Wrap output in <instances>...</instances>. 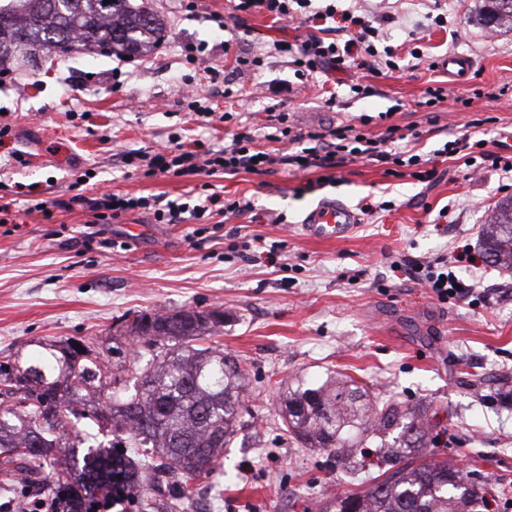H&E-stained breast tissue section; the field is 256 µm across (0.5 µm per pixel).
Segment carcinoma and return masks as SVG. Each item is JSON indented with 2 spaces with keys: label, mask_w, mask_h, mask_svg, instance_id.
Masks as SVG:
<instances>
[{
  "label": "carcinoma",
  "mask_w": 512,
  "mask_h": 512,
  "mask_svg": "<svg viewBox=\"0 0 512 512\" xmlns=\"http://www.w3.org/2000/svg\"><path fill=\"white\" fill-rule=\"evenodd\" d=\"M480 21L512 28V0H483ZM165 25L151 0H0V71L39 65L84 50L136 56L154 49ZM480 244L496 268L512 272V197L492 208ZM221 311L145 312L121 325L144 350L115 374L72 340L37 342L36 353L0 361V461L26 472L29 485L54 496L64 512H99L114 500L144 502L161 485L174 487L172 512H193L194 483L224 465L238 431L245 374L215 341ZM135 369L133 385L122 373ZM284 431L305 448L336 457L351 489L331 502L335 512H480L489 490L428 450L427 411L369 398L356 381L333 373L320 385L281 392ZM111 428L105 445L75 431L71 418ZM87 448L82 467L69 460L50 472L29 467L62 440ZM147 458L141 469L130 454Z\"/></svg>",
  "instance_id": "1"
}]
</instances>
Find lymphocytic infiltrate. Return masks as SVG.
Masks as SVG:
<instances>
[{
    "mask_svg": "<svg viewBox=\"0 0 512 512\" xmlns=\"http://www.w3.org/2000/svg\"><path fill=\"white\" fill-rule=\"evenodd\" d=\"M234 12L248 15L268 13L272 19L304 21L317 28V35L302 44L285 42L274 44L276 53L288 56L302 80L312 79L326 66L338 68L346 64L364 66L373 72L394 68L395 49L384 45L385 35L380 28L365 21L355 10L336 9L335 5L314 6L313 0H236ZM269 148H262L256 138L248 133L233 134L224 146L214 147L201 140L183 141L173 133L166 144L149 152L129 150L123 153L122 163L129 174L147 177H194L236 174L239 172L265 174L278 167L318 171V184L334 182L337 168L346 162L366 159L384 166L386 175L410 178L425 183L434 172L427 167V160L417 149L416 138L402 134L398 126H388L384 132L371 133L352 126L328 132H298L291 126L276 128L266 134ZM487 142L473 139L471 133L445 141L439 155L446 158L471 160L480 157L499 169L512 188V156H503L487 150ZM72 204L90 212L94 223L109 224L121 216L136 212L150 217L156 224H180L203 219L242 214L252 211L248 199H228L214 191L186 200L169 199L163 195H136L131 193L101 192L96 196L78 193ZM470 246H463L457 261L468 262L471 280L461 283L447 258L423 261L412 256L393 262L394 271H409L417 277L438 300L470 297L480 284V263L473 260ZM455 260V261H456Z\"/></svg>",
    "mask_w": 512,
    "mask_h": 512,
    "instance_id": "f902f5d3",
    "label": "lymphocytic infiltrate"
}]
</instances>
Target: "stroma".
Wrapping results in <instances>:
<instances>
[{
    "label": "stroma",
    "instance_id": "obj_1",
    "mask_svg": "<svg viewBox=\"0 0 512 512\" xmlns=\"http://www.w3.org/2000/svg\"><path fill=\"white\" fill-rule=\"evenodd\" d=\"M166 23L150 54L119 58L76 54L36 71L18 70L0 84V126L11 132L0 147V197L19 187L31 199L69 200L73 183L93 169L100 187L133 194L204 193L248 198L254 212L223 224H154L128 213L115 224H93L81 208L19 215L17 229L0 224V357L34 352L36 341L91 343L100 358L128 360L117 346L122 315L153 310H221L218 340L246 373L240 431L224 451V473L200 488V512H330L346 478L323 450L299 447L282 429L281 388L323 382L333 371L353 376L369 395H392L431 410L438 457L456 462L476 483L512 482V405L483 400L477 377L512 389V275L485 266L478 299L440 302L415 277L393 272L406 256L432 260L455 247L478 245L479 230L504 195L490 164L468 167L436 160L434 183L385 175L359 160L317 185L315 171L281 168L257 175L144 177L126 175L117 159L149 151L175 130L186 139L223 145L228 133L263 134L286 116L297 129L325 132L347 125L375 133L387 125L419 133L423 153L448 134L480 120L490 151L512 155V31L492 32L475 20L478 0H352L357 13L399 47L395 70L329 71L302 93L288 59L271 51L275 39L298 44L310 27L255 13L237 19L232 0H152ZM224 14L225 28L210 20ZM445 15V26L433 19ZM204 47L205 62L186 58ZM419 47L422 62L408 50ZM243 65L232 64V56ZM464 55L473 69L459 80L442 67ZM219 70L217 83L203 66ZM448 99L425 106L435 84ZM366 87L357 95L351 85ZM228 113L204 122L190 113L184 88ZM389 120H381L382 112ZM303 195H296V188ZM392 202L364 215L363 198ZM325 199L358 211L345 241L306 236L305 212ZM447 218H440V209ZM285 223H275L277 214ZM282 243L285 271L251 248L241 260L231 233Z\"/></svg>",
    "mask_w": 512,
    "mask_h": 512
}]
</instances>
